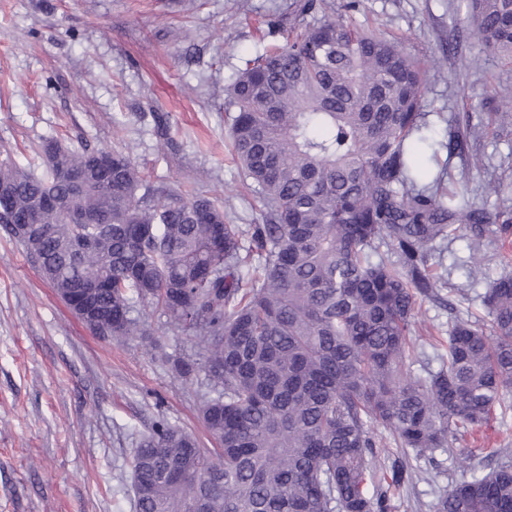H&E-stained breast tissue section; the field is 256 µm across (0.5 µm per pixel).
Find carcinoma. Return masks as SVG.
Wrapping results in <instances>:
<instances>
[{"instance_id":"1","label":"carcinoma","mask_w":512,"mask_h":512,"mask_svg":"<svg viewBox=\"0 0 512 512\" xmlns=\"http://www.w3.org/2000/svg\"><path fill=\"white\" fill-rule=\"evenodd\" d=\"M285 43L257 52L225 88L241 171L262 223L243 231L191 192L156 199L121 150L42 146L38 176L7 157L0 226L58 295L83 303L97 336H144L139 306L203 344L202 417L218 447L156 423L130 461L135 512H389L373 424L420 456L485 424L512 388V277L487 289L494 338L448 324L441 366L406 369L420 303L438 294L433 258L446 240L512 261V206L489 210L425 182L414 141L427 127L425 73L396 42L334 17L329 0H294ZM490 55L512 61V0H468ZM472 132L449 120L447 150ZM40 211L42 230L14 225ZM80 211L91 224H72ZM258 264L261 275L248 277ZM435 512H512V458L437 497Z\"/></svg>"}]
</instances>
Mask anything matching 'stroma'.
Listing matches in <instances>:
<instances>
[{"instance_id": "stroma-1", "label": "stroma", "mask_w": 512, "mask_h": 512, "mask_svg": "<svg viewBox=\"0 0 512 512\" xmlns=\"http://www.w3.org/2000/svg\"><path fill=\"white\" fill-rule=\"evenodd\" d=\"M292 0H0V158L44 170L42 141L73 149L124 147L150 185L200 192L224 205L227 220L261 221V203L234 159L224 89L246 59L280 40ZM463 0H357L351 22L401 42L425 64L448 67L428 82L429 132L442 138L449 116L471 114L475 134L464 155L430 160L445 186H467L469 202L512 206V128L487 122L478 102L512 96V65L486 57L466 28ZM461 38L448 51V32ZM482 56L481 71L465 67ZM498 194L486 195L487 183ZM441 296L464 285L446 306L423 301L415 315L413 375L440 364L436 344L453 319L490 328L483 304L505 275L494 246L477 285L468 279L464 239L440 245ZM203 350L165 317L148 316V333L116 341L94 335L0 228V512H134L130 471L138 440L159 421L212 440L200 415L204 377L185 381L165 361ZM375 465L405 461L412 480L390 490V512H434L440 490L490 472L497 453L512 454V390L474 435L418 457L391 432Z\"/></svg>"}]
</instances>
